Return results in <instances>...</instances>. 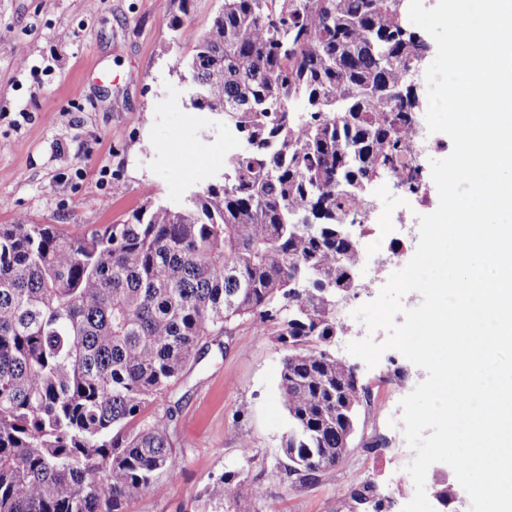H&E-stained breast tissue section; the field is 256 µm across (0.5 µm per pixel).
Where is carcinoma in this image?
Instances as JSON below:
<instances>
[{"label": "carcinoma", "mask_w": 512, "mask_h": 512, "mask_svg": "<svg viewBox=\"0 0 512 512\" xmlns=\"http://www.w3.org/2000/svg\"><path fill=\"white\" fill-rule=\"evenodd\" d=\"M429 49L395 0H223L184 76L243 144L216 182L80 238L0 224V512H125L176 474L172 411L146 410L246 326L286 351L285 471L336 468L369 402L331 349L361 260L344 225L373 179L414 172L406 71ZM266 497L225 472L199 501Z\"/></svg>", "instance_id": "obj_1"}]
</instances>
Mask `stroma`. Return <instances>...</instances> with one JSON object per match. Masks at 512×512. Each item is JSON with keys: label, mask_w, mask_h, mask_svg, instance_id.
I'll list each match as a JSON object with an SVG mask.
<instances>
[{"label": "stroma", "mask_w": 512, "mask_h": 512, "mask_svg": "<svg viewBox=\"0 0 512 512\" xmlns=\"http://www.w3.org/2000/svg\"><path fill=\"white\" fill-rule=\"evenodd\" d=\"M219 0H0V224L24 219L81 236L121 223L145 198L179 202L189 190L214 183L236 148L224 137V120L189 106L182 63L202 37ZM181 20V38L171 24ZM420 155L421 190L394 188L404 201L394 209L389 245L376 253L383 274L402 269L419 236L414 209L435 210L438 193L430 159L452 151L444 134L430 137ZM199 148L191 166L179 151ZM355 289L336 306L348 314L349 332L331 347L348 358L371 394L354 441L334 470L319 481L288 477L281 463L288 416L279 379L285 355L270 332L240 329L209 336L204 357L189 364L176 391L155 402L171 409L173 448L183 460L173 476L130 504L127 512H197V497L211 477L238 471L257 478L268 499L238 505V512H373L350 494L370 484L386 512H400L402 461L411 460L400 405L424 370L400 352L385 351L375 367L349 356L361 323L352 311L370 302ZM384 448L369 447L375 435Z\"/></svg>", "instance_id": "stroma-1"}]
</instances>
